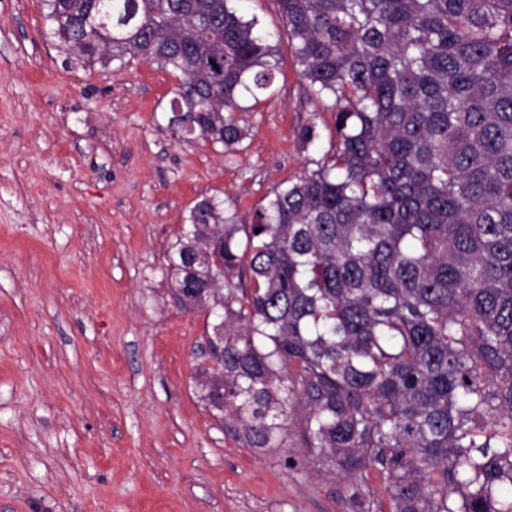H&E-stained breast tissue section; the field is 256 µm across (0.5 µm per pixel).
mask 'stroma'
<instances>
[{"instance_id":"obj_1","label":"stroma","mask_w":512,"mask_h":512,"mask_svg":"<svg viewBox=\"0 0 512 512\" xmlns=\"http://www.w3.org/2000/svg\"><path fill=\"white\" fill-rule=\"evenodd\" d=\"M232 6L280 63L228 149L172 136L171 72L68 61L43 0H0V512H345L296 436L246 447L199 400L206 315L167 278L197 201L251 218L335 135L276 0Z\"/></svg>"}]
</instances>
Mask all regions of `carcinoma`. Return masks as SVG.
I'll list each match as a JSON object with an SVG mask.
<instances>
[{"instance_id": "1", "label": "carcinoma", "mask_w": 512, "mask_h": 512, "mask_svg": "<svg viewBox=\"0 0 512 512\" xmlns=\"http://www.w3.org/2000/svg\"><path fill=\"white\" fill-rule=\"evenodd\" d=\"M229 0H45L92 66L137 56L180 78L181 131L232 146L237 95L275 48ZM336 141L250 223L203 198L171 247L214 295L200 399L250 448L290 420L364 510L512 512V0H276ZM364 488L367 493L365 509L369 512H394L392 504L384 490L380 473L373 469L363 474Z\"/></svg>"}]
</instances>
